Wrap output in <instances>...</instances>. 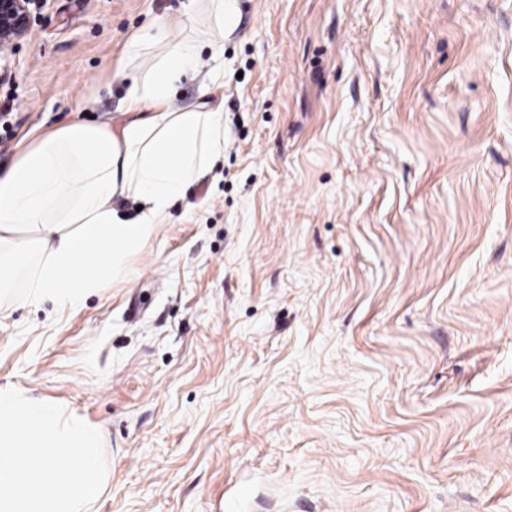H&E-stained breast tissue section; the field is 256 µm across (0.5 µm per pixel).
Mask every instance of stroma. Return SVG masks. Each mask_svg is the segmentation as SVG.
<instances>
[{"instance_id":"obj_1","label":"stroma","mask_w":512,"mask_h":512,"mask_svg":"<svg viewBox=\"0 0 512 512\" xmlns=\"http://www.w3.org/2000/svg\"><path fill=\"white\" fill-rule=\"evenodd\" d=\"M44 0L0 169L115 125L141 27ZM224 155L74 308L0 303V387L103 437L90 512H512V0H238Z\"/></svg>"}]
</instances>
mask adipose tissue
<instances>
[{
    "label": "adipose tissue",
    "mask_w": 512,
    "mask_h": 512,
    "mask_svg": "<svg viewBox=\"0 0 512 512\" xmlns=\"http://www.w3.org/2000/svg\"><path fill=\"white\" fill-rule=\"evenodd\" d=\"M236 12L237 0H206L205 63L191 34L196 12L145 25L113 74L127 119L47 133L0 173V297L23 277L30 304L65 308L132 277L131 258L224 152L222 106L172 102L183 78L223 71ZM130 197L141 205L133 217L118 205Z\"/></svg>",
    "instance_id": "adipose-tissue-1"
}]
</instances>
